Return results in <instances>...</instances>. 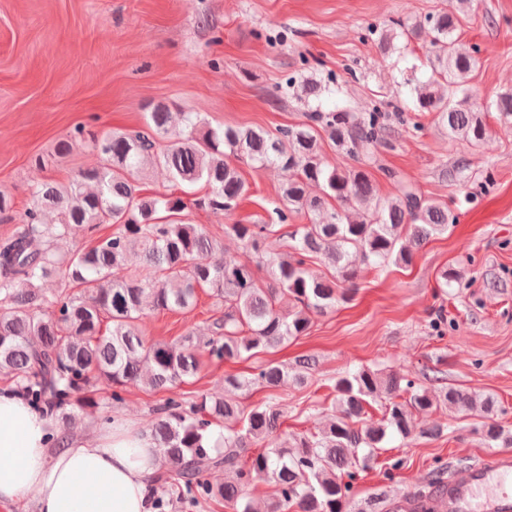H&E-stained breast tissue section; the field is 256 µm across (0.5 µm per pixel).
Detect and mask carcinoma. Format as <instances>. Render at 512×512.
<instances>
[{
    "mask_svg": "<svg viewBox=\"0 0 512 512\" xmlns=\"http://www.w3.org/2000/svg\"><path fill=\"white\" fill-rule=\"evenodd\" d=\"M461 21L458 9L442 8L422 20L371 25L365 38L385 53L399 50L401 38L408 45L428 40L430 74L408 83L413 107L432 114L449 139L475 151L487 138L489 113L472 102L468 81L489 47L461 49ZM492 106L496 119L512 123V88L498 93ZM321 107L274 132L214 128L198 112L181 113L177 130L168 105L158 102L137 129L87 138L78 126L58 142L56 153L64 156L85 141L103 164L78 171L67 183L31 184V206L20 227L0 238V375L15 381L32 406L50 410L58 427L55 446L63 443L77 410L100 405L97 393L119 403L125 386L144 382L170 393L152 438L177 480L180 500L194 505L222 499L233 512H256L245 492L264 479L275 485L266 512H343L349 485L341 474L369 468L393 436L443 434L437 426L419 427L422 415L442 406L463 416L477 411L482 418L502 411L490 394L444 385V371L436 366L422 369L417 381L364 366L347 372L334 385L335 419L306 435L278 433L281 413L270 405L248 409L237 400L203 395L186 401L176 392L200 370L202 351L218 363L236 361L309 334L315 317L351 301L358 290L352 257L373 268L408 264L416 250L457 223L447 201L425 195L393 170H383L391 191L378 195L371 168L380 150L396 141L381 106L366 112L337 102L327 112ZM324 137L336 150L334 162L322 151ZM240 163L290 172L275 207L278 223L288 227L283 252L265 249L273 224H226L224 235L243 243L247 259L216 261L223 243L182 218L183 200L146 194L140 183L149 166L189 186L203 181L208 192L193 206L222 216L250 193ZM290 217L302 223L290 224ZM103 224L114 226L113 232L98 234ZM88 236L95 237L91 247L67 248ZM314 259L324 269H312ZM53 278L65 288L49 296L41 285ZM205 288L224 300V314L208 332L188 331L172 342L142 336L146 310L188 312L197 304V290ZM314 367L308 357L291 367L267 362L249 375L224 376V385L238 394L290 381L302 387ZM373 405L381 410L377 421L368 415ZM477 431L490 446L512 447V431L494 422ZM257 444L261 449L249 453ZM223 471L235 479L221 480ZM447 480L448 467H437L414 491L415 512H433L430 498Z\"/></svg>",
    "mask_w": 512,
    "mask_h": 512,
    "instance_id": "1",
    "label": "carcinoma"
}]
</instances>
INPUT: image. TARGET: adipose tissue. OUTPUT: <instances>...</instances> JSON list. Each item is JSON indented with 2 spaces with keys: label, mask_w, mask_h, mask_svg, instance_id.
I'll return each mask as SVG.
<instances>
[{
  "label": "adipose tissue",
  "mask_w": 512,
  "mask_h": 512,
  "mask_svg": "<svg viewBox=\"0 0 512 512\" xmlns=\"http://www.w3.org/2000/svg\"><path fill=\"white\" fill-rule=\"evenodd\" d=\"M53 419L0 387V504L25 497L36 512H154L159 468L152 437L123 418L50 452Z\"/></svg>",
  "instance_id": "1"
}]
</instances>
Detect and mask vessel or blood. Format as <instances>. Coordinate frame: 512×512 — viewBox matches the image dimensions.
Listing matches in <instances>:
<instances>
[{"label": "vessel or blood", "instance_id": "obj_1", "mask_svg": "<svg viewBox=\"0 0 512 512\" xmlns=\"http://www.w3.org/2000/svg\"><path fill=\"white\" fill-rule=\"evenodd\" d=\"M435 507L437 512H512V452L491 453L453 476Z\"/></svg>", "mask_w": 512, "mask_h": 512}]
</instances>
